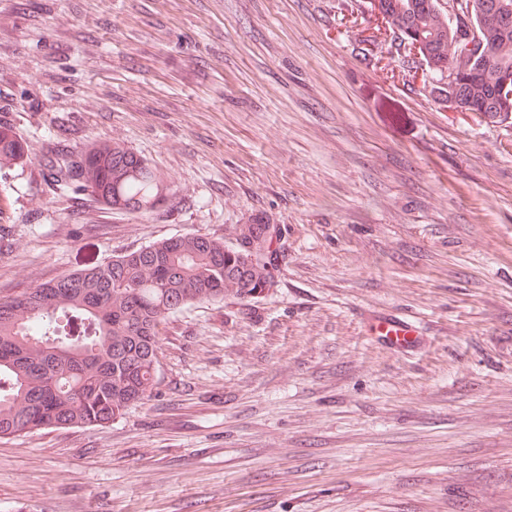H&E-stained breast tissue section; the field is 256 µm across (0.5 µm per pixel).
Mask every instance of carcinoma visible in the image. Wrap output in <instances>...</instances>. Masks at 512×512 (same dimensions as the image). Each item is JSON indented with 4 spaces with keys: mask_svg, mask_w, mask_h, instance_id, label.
I'll return each instance as SVG.
<instances>
[{
    "mask_svg": "<svg viewBox=\"0 0 512 512\" xmlns=\"http://www.w3.org/2000/svg\"><path fill=\"white\" fill-rule=\"evenodd\" d=\"M371 9L398 46L417 47L418 65L450 110L490 122L512 115V88L500 86L512 74V0H451L446 10L439 0H372ZM27 159L28 145L0 124V171ZM43 169L56 187L88 191L112 210L145 213L169 195L167 178L118 141L96 142L76 160L49 157ZM265 228L257 220L233 241L162 238L0 299V436L103 425L147 400L167 315L272 288L275 252L238 243Z\"/></svg>",
    "mask_w": 512,
    "mask_h": 512,
    "instance_id": "cac0c4a2",
    "label": "carcinoma"
}]
</instances>
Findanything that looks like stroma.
<instances>
[{"instance_id": "stroma-1", "label": "stroma", "mask_w": 512, "mask_h": 512, "mask_svg": "<svg viewBox=\"0 0 512 512\" xmlns=\"http://www.w3.org/2000/svg\"><path fill=\"white\" fill-rule=\"evenodd\" d=\"M380 24L370 0H0V122L30 150L0 297L280 233L268 293L162 323L150 400L0 438V512H512V119L440 105ZM111 138L170 179L163 207L44 178ZM392 313L413 346L370 336Z\"/></svg>"}]
</instances>
